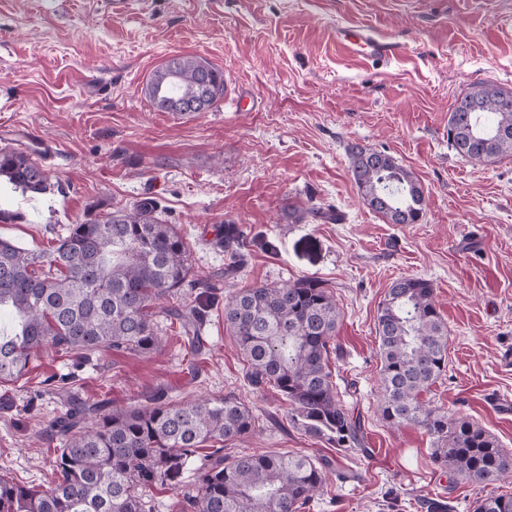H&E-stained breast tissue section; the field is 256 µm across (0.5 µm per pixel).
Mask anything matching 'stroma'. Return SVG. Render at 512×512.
<instances>
[{
    "label": "stroma",
    "mask_w": 512,
    "mask_h": 512,
    "mask_svg": "<svg viewBox=\"0 0 512 512\" xmlns=\"http://www.w3.org/2000/svg\"><path fill=\"white\" fill-rule=\"evenodd\" d=\"M512 0H0V148L40 152L46 193L0 178V237L46 250L89 212L142 198L190 246L191 276L223 273L219 228L248 233L247 264L222 293L255 283L323 280L342 321L333 380L364 423L355 452L292 428L276 389L252 388L223 303L198 288L178 299L209 305L202 348L188 353L176 326L158 323L162 349L81 359L41 352L22 379L0 383V475L41 489L53 479L46 432L71 401L144 402L157 392L232 394L256 418L239 451L299 452L337 460L305 512H473L484 487L433 459L424 429L396 431L378 414L375 321L391 284L429 280L448 323V366L426 398L467 417L512 451V156L475 163L448 144L456 99L487 83L512 91ZM394 37L400 52L347 51L344 27ZM221 68L228 91L207 112L156 111L144 89L170 57ZM252 110L235 107L239 95ZM387 151L425 192L416 224H390L364 204L346 146ZM332 207L340 221L288 218L289 208Z\"/></svg>",
    "instance_id": "1"
}]
</instances>
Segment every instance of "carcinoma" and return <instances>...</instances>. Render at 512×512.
<instances>
[{"mask_svg":"<svg viewBox=\"0 0 512 512\" xmlns=\"http://www.w3.org/2000/svg\"><path fill=\"white\" fill-rule=\"evenodd\" d=\"M152 107L207 112L224 97V71L192 55L170 58L150 77ZM448 143L461 157L488 163L512 154V91L479 84L448 115ZM349 175L363 202L390 224H416L425 193L391 155L346 146ZM0 177L24 191L48 188L46 170L24 149L0 150ZM229 262L224 277L246 264L247 242L224 225ZM182 288L217 294L219 283L191 279L187 242L160 217L151 199L72 224L45 251L0 238V309L18 330L0 335V382L25 376L40 351L80 358L110 351L149 356L161 348L157 320H175L189 341L200 334L198 305L159 300ZM342 318L333 293L314 277L241 288L224 299V325L235 337L251 386L276 389L290 423L336 448L360 445L362 426L328 369ZM376 333L378 413L389 427L419 426L433 440L435 461L453 475L489 485L512 476V452L467 417L434 408L423 394L448 365V325L433 285L394 280L380 303ZM256 429L250 408L234 395L173 402L160 393L143 405L104 409L71 402L50 425L57 441L52 485L40 490L0 476V512H153L147 492L179 483L198 449L191 512H302L323 490L327 461L306 455L225 453ZM473 512H512V493H489Z\"/></svg>","mask_w":512,"mask_h":512,"instance_id":"carcinoma-1","label":"carcinoma"}]
</instances>
